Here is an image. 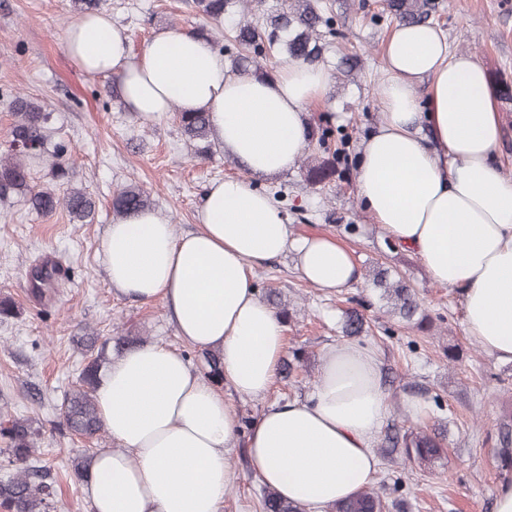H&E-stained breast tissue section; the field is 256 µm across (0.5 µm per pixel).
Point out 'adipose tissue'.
<instances>
[{
    "label": "adipose tissue",
    "mask_w": 512,
    "mask_h": 512,
    "mask_svg": "<svg viewBox=\"0 0 512 512\" xmlns=\"http://www.w3.org/2000/svg\"><path fill=\"white\" fill-rule=\"evenodd\" d=\"M64 47L81 70L117 75L128 111L207 113L215 140L246 171L207 186L194 230L177 232L154 210L120 215L102 253L115 292L162 303L185 343L220 352L228 387L267 395L286 336L256 294L254 269L291 251L301 277L325 293L362 279L344 245L296 234L250 182L298 164L308 107L327 101L330 72L287 61L267 77L234 75L209 41L176 30L152 34L136 55L106 14L72 21ZM384 69L357 198L434 283L461 292L466 336L512 361V180L494 163L501 121L489 74L475 57L450 53L431 24H395ZM95 399L114 445L96 451L84 478L92 512H220L236 481L227 454L241 440L264 485L324 508L375 482L372 440L390 413L378 360L360 344L329 348L309 397L274 404L245 428L216 384L161 344L112 361Z\"/></svg>",
    "instance_id": "obj_1"
}]
</instances>
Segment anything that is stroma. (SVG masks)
<instances>
[{
	"label": "stroma",
	"mask_w": 512,
	"mask_h": 512,
	"mask_svg": "<svg viewBox=\"0 0 512 512\" xmlns=\"http://www.w3.org/2000/svg\"><path fill=\"white\" fill-rule=\"evenodd\" d=\"M327 2L336 34L320 64L334 71V82L327 105H312L308 112H327L350 134L353 170L363 139L379 121L384 48L395 21L385 0ZM437 2L433 22L445 32L450 49L474 54L493 82L512 81V0ZM102 10L125 30L136 54L161 28L209 27L225 44L238 22L231 15L211 25L195 11L193 0H106ZM74 17L70 0H0V88L48 108L51 140L69 146L67 186L86 192L96 204L93 222L81 224L61 207L39 214L20 195L0 202V296H11L20 309L16 317L0 319V417L27 418L39 430L37 456L55 487L51 512H91L71 459L113 445L108 435L85 439L60 426L64 395L85 358L84 337L128 336L163 344L183 353L197 371L206 369L203 349L182 342L161 303L129 301L108 284L101 242L113 220V192L129 183L142 186L157 211L178 231L188 232L205 186L244 174L222 147L208 154L203 142L188 141L174 115L152 119L126 111L112 95L111 77L80 70L64 50ZM356 181L352 173L320 192L306 183L299 167L255 179V187L268 194L286 189L279 205L296 232L338 240L352 251L364 276L344 293L328 295L300 277L293 254L257 268L258 290L280 294L286 349L298 352L300 363L265 397L243 398L229 388L224 397L239 419L249 421L269 405L306 398L323 352L344 341L346 312L358 309L369 326L359 341L376 350L392 400L387 427L443 424L448 429L447 458L383 465L377 485L387 498L402 500L404 512H494L506 475L497 456V430L512 414V362L497 360L466 336L459 291L432 283L415 254L387 249L358 201ZM347 224L356 225L355 234L344 232ZM44 263L58 264L63 275L51 296L41 300L32 292V273ZM381 266L409 280L426 316L422 326L405 325L373 287L371 274ZM408 399L422 400L424 414L410 416L403 406ZM228 458L237 481L221 512H262L264 487L245 445L237 444Z\"/></svg>",
	"instance_id": "35a3bbf8"
}]
</instances>
